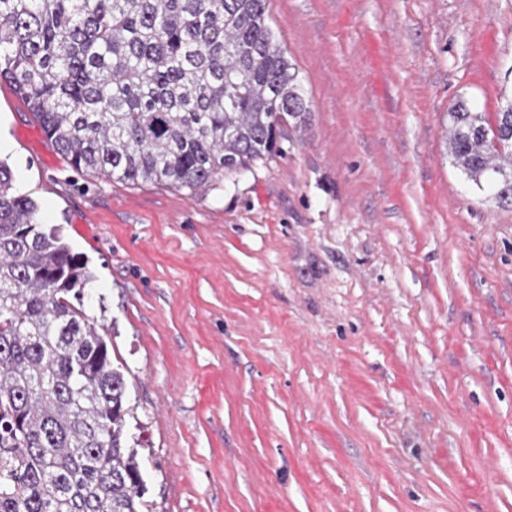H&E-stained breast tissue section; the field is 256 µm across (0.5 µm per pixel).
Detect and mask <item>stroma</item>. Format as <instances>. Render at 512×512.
<instances>
[{"mask_svg": "<svg viewBox=\"0 0 512 512\" xmlns=\"http://www.w3.org/2000/svg\"><path fill=\"white\" fill-rule=\"evenodd\" d=\"M312 109L192 192L74 173L0 79V159L95 278L152 512H512V205L453 167L512 0H270Z\"/></svg>", "mask_w": 512, "mask_h": 512, "instance_id": "stroma-1", "label": "stroma"}]
</instances>
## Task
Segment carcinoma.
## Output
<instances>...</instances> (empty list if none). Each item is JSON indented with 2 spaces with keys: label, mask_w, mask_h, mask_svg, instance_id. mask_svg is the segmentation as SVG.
I'll return each mask as SVG.
<instances>
[{
  "label": "carcinoma",
  "mask_w": 512,
  "mask_h": 512,
  "mask_svg": "<svg viewBox=\"0 0 512 512\" xmlns=\"http://www.w3.org/2000/svg\"><path fill=\"white\" fill-rule=\"evenodd\" d=\"M268 0H0V79L78 172L198 191L311 121ZM448 155L512 204V103L448 108ZM0 160V512H150L94 278Z\"/></svg>",
  "instance_id": "obj_1"
}]
</instances>
